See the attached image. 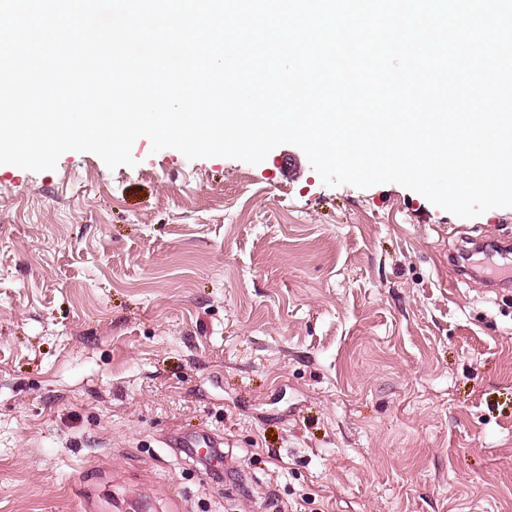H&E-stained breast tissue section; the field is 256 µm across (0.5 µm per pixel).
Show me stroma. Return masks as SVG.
<instances>
[{
  "instance_id": "1",
  "label": "stroma",
  "mask_w": 512,
  "mask_h": 512,
  "mask_svg": "<svg viewBox=\"0 0 512 512\" xmlns=\"http://www.w3.org/2000/svg\"><path fill=\"white\" fill-rule=\"evenodd\" d=\"M132 156L0 164V512H512V208Z\"/></svg>"
}]
</instances>
